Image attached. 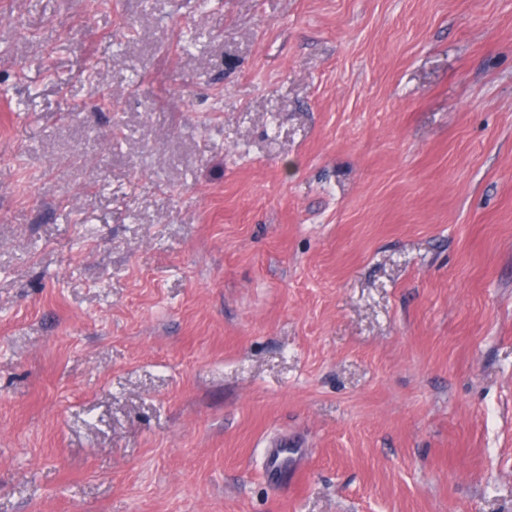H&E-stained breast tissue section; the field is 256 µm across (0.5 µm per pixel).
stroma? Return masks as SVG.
<instances>
[{"mask_svg":"<svg viewBox=\"0 0 512 512\" xmlns=\"http://www.w3.org/2000/svg\"><path fill=\"white\" fill-rule=\"evenodd\" d=\"M0 512H512V0H0ZM284 441L267 448L265 457V472L271 478L288 475V463L283 459V448H288Z\"/></svg>","mask_w":512,"mask_h":512,"instance_id":"1","label":"stroma"}]
</instances>
